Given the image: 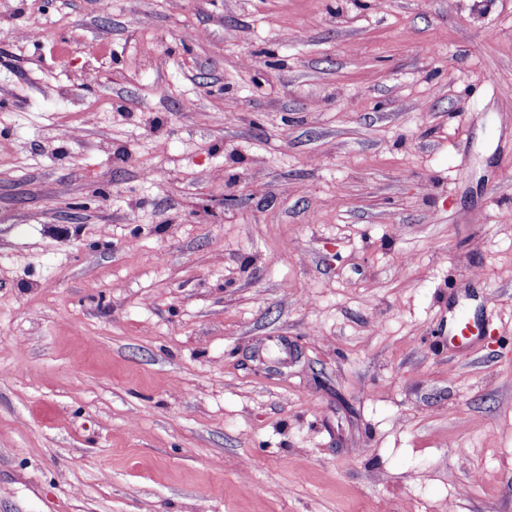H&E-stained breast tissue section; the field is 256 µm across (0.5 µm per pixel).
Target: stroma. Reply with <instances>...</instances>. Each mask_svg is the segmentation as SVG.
Here are the masks:
<instances>
[{"mask_svg":"<svg viewBox=\"0 0 512 512\" xmlns=\"http://www.w3.org/2000/svg\"><path fill=\"white\" fill-rule=\"evenodd\" d=\"M0 512H512V0H0Z\"/></svg>","mask_w":512,"mask_h":512,"instance_id":"35a3bbf8","label":"stroma"}]
</instances>
